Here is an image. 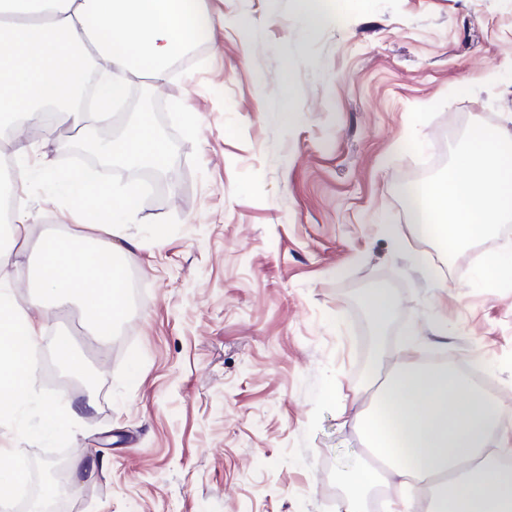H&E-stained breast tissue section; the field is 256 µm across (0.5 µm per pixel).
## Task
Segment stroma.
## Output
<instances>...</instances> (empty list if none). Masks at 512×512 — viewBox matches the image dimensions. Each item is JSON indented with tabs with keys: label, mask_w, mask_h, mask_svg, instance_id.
I'll list each match as a JSON object with an SVG mask.
<instances>
[{
	"label": "stroma",
	"mask_w": 512,
	"mask_h": 512,
	"mask_svg": "<svg viewBox=\"0 0 512 512\" xmlns=\"http://www.w3.org/2000/svg\"><path fill=\"white\" fill-rule=\"evenodd\" d=\"M201 6L213 31L167 81L143 83L168 176L128 226L139 248L110 340L79 308L30 311L95 383L59 366L38 378L26 432L0 417V468L38 485L61 455L78 512H336L372 395L361 288H393L391 354L417 339L497 381L493 400L512 407V275L476 283V263L417 235L401 195L420 157L446 160L455 122L512 133V0H341L312 39L294 0ZM287 91L289 124L275 110ZM17 136L0 127V157ZM19 137L61 170L82 135ZM19 199L23 279L42 233L70 222L40 173ZM47 409L63 428L45 431Z\"/></svg>",
	"instance_id": "35a3bbf8"
}]
</instances>
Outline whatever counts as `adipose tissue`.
<instances>
[{
    "mask_svg": "<svg viewBox=\"0 0 512 512\" xmlns=\"http://www.w3.org/2000/svg\"><path fill=\"white\" fill-rule=\"evenodd\" d=\"M213 27L201 0H0V123L42 125L47 140L58 138L63 125L91 131L110 122L111 112L87 113L69 101L93 59H104L100 82L117 102L133 77L165 80L164 62ZM51 103L57 120L46 126L42 116ZM106 151L156 165L166 158L146 113ZM53 177L68 189L65 206L75 222L85 219L89 202L111 210L106 233L113 243L104 246L93 234L48 231L30 280L38 294L35 305L51 314L79 302L97 334L111 336L125 293L122 279L104 270L102 257L133 256L126 228L135 212L131 194L85 190L82 178L67 172ZM28 218L16 210L0 231V301L8 303L0 309V401L12 409L28 398L38 351L60 346L59 340H45L42 324L28 315L30 306L12 298V257ZM394 364L393 373L378 383L371 408L356 414L355 426L369 453L400 477L404 512H512V467L496 464L490 452L503 407L465 373L423 366L415 351ZM382 479V471L365 462L342 475L346 489L336 512H367ZM419 485L430 491L423 504L410 495Z\"/></svg>",
    "mask_w": 512,
    "mask_h": 512,
    "instance_id": "1",
    "label": "adipose tissue"
}]
</instances>
